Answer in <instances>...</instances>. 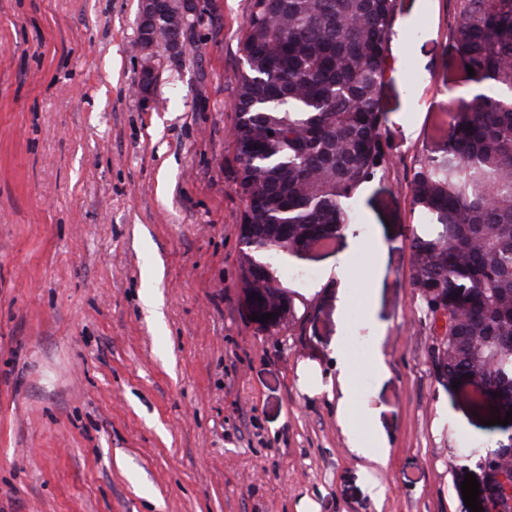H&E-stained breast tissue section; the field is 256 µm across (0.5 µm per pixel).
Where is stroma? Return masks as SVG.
<instances>
[{"label":"stroma","instance_id":"obj_1","mask_svg":"<svg viewBox=\"0 0 512 512\" xmlns=\"http://www.w3.org/2000/svg\"><path fill=\"white\" fill-rule=\"evenodd\" d=\"M198 3L145 101L140 0H0V512H470L460 486L512 423L434 368L408 245L414 165L468 89L460 0H397L354 272H332L342 236L282 263L294 310L270 332L245 306L231 139L250 0ZM340 347L388 466L341 428ZM364 296L366 301V312L363 316V323L371 333V336H369L371 346L366 366L376 375L383 377L387 373V366L380 347L382 338L381 335L384 332V326L377 319L375 310L372 305V289L367 288Z\"/></svg>","mask_w":512,"mask_h":512}]
</instances>
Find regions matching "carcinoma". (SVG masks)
Masks as SVG:
<instances>
[{"instance_id":"cac0c4a2","label":"carcinoma","mask_w":512,"mask_h":512,"mask_svg":"<svg viewBox=\"0 0 512 512\" xmlns=\"http://www.w3.org/2000/svg\"><path fill=\"white\" fill-rule=\"evenodd\" d=\"M397 0H251L240 43L233 127L242 283L324 233L341 234L357 188L387 164L380 93ZM453 47L473 83L436 125L437 148L413 169L412 202L428 223L412 231V285L430 320L448 312L445 350L431 348L453 383L489 365L501 414L512 408V0H462Z\"/></svg>"}]
</instances>
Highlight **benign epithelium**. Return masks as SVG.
Returning a JSON list of instances; mask_svg holds the SVG:
<instances>
[{
  "label": "benign epithelium",
  "mask_w": 512,
  "mask_h": 512,
  "mask_svg": "<svg viewBox=\"0 0 512 512\" xmlns=\"http://www.w3.org/2000/svg\"><path fill=\"white\" fill-rule=\"evenodd\" d=\"M161 3L162 0H140L139 25L149 34L137 45V51L145 57L161 42L167 44L172 54H181L182 39L172 37L171 31L182 29L198 9V0H177L173 11L165 13ZM155 81L156 71L147 61L140 70L136 84V92L141 99H150ZM262 283L261 279L253 281V288L248 293L247 309L249 313L259 316L277 313L272 320L255 322L260 330L272 331L279 327L288 314V298L282 297L277 303H271L265 289L260 287ZM481 466L486 473L482 487L487 492L481 494L484 512H512V444L502 447L495 459L482 461Z\"/></svg>",
  "instance_id": "benign-epithelium-1"
}]
</instances>
